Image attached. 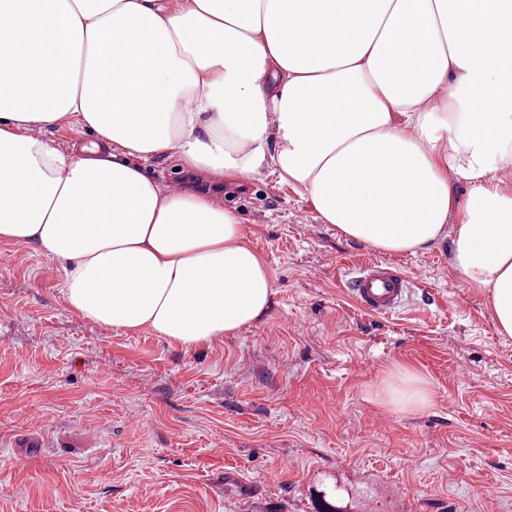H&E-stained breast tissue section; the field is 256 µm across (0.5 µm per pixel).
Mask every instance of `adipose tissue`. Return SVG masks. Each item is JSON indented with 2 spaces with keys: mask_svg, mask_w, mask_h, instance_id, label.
I'll return each instance as SVG.
<instances>
[{
  "mask_svg": "<svg viewBox=\"0 0 512 512\" xmlns=\"http://www.w3.org/2000/svg\"><path fill=\"white\" fill-rule=\"evenodd\" d=\"M62 123L96 144L43 139ZM159 155L275 173L382 253L449 239L512 338V0H0V240L63 262L95 324L236 335L270 270L238 213L145 174ZM377 396L432 401L403 367Z\"/></svg>",
  "mask_w": 512,
  "mask_h": 512,
  "instance_id": "obj_1",
  "label": "adipose tissue"
}]
</instances>
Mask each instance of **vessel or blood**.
Returning <instances> with one entry per match:
<instances>
[{"instance_id": "1", "label": "vessel or blood", "mask_w": 512, "mask_h": 512, "mask_svg": "<svg viewBox=\"0 0 512 512\" xmlns=\"http://www.w3.org/2000/svg\"><path fill=\"white\" fill-rule=\"evenodd\" d=\"M409 287L407 277L381 260L362 264L348 280V293L361 310L376 316L392 314Z\"/></svg>"}]
</instances>
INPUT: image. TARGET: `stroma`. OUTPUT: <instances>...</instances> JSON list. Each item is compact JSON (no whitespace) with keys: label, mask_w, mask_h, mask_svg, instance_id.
Returning <instances> with one entry per match:
<instances>
[{"label":"stroma","mask_w":512,"mask_h":512,"mask_svg":"<svg viewBox=\"0 0 512 512\" xmlns=\"http://www.w3.org/2000/svg\"><path fill=\"white\" fill-rule=\"evenodd\" d=\"M147 168L240 215L273 304L184 347L80 317L57 262L0 242V512H512V339L453 270L449 239L383 254L275 175L217 189L165 156ZM377 259L413 282L388 317L343 285ZM398 367L428 382L427 410L378 401Z\"/></svg>","instance_id":"stroma-1"}]
</instances>
